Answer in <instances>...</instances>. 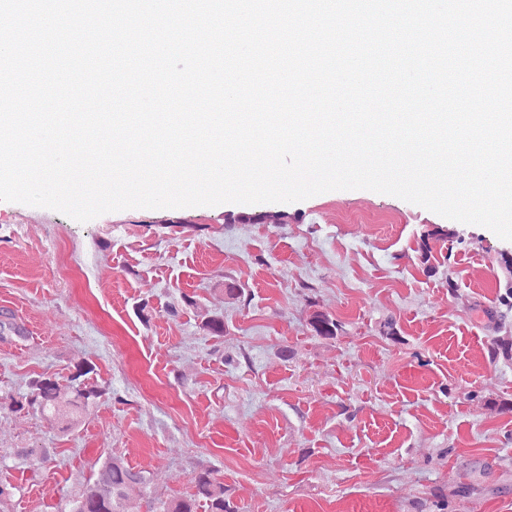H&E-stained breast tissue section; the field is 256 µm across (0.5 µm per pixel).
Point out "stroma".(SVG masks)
Listing matches in <instances>:
<instances>
[{"mask_svg":"<svg viewBox=\"0 0 512 512\" xmlns=\"http://www.w3.org/2000/svg\"><path fill=\"white\" fill-rule=\"evenodd\" d=\"M263 209L81 223L0 201V396L82 362L111 389L65 433L0 410L16 488L0 512H69L112 455L163 499L213 469L241 512H512V359L494 352L512 341V240L367 189L286 203L280 224L224 221ZM434 227L448 241L429 274ZM228 276L244 301L225 302ZM314 308L336 338L313 335ZM448 238L447 231L443 229L425 230L419 237L420 263L424 266V271L431 272L434 266L431 259L434 258L433 250L439 241H445ZM308 324L316 336L328 339L335 338L342 327L336 318L320 310L312 311L309 315Z\"/></svg>","mask_w":512,"mask_h":512,"instance_id":"35a3bbf8","label":"stroma"}]
</instances>
